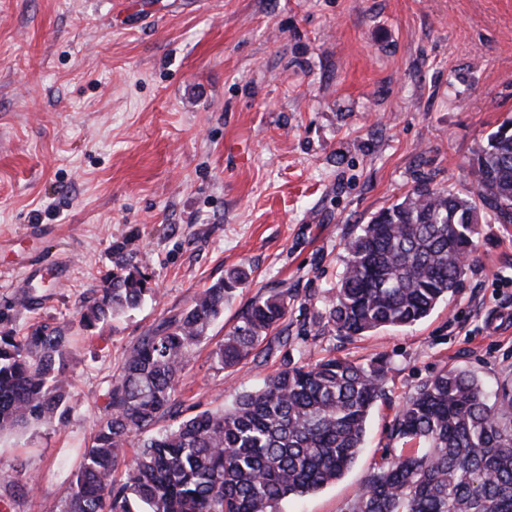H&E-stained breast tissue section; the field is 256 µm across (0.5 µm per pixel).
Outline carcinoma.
<instances>
[{
  "mask_svg": "<svg viewBox=\"0 0 512 512\" xmlns=\"http://www.w3.org/2000/svg\"><path fill=\"white\" fill-rule=\"evenodd\" d=\"M475 197L421 179L346 243L344 270L318 333L353 338L426 318L460 287L485 214L512 224V121L475 154ZM248 279L235 268L186 312L163 320L127 352L106 392L104 415L80 453L61 512H279L289 496L318 490L355 462L368 417L383 396L387 362L336 356L287 366L220 410L174 417L176 388L194 346ZM79 326L139 307L155 293L121 265L94 289ZM288 314V290L273 289L241 311L213 350L224 369L256 355ZM69 336L0 328V434L63 425ZM171 424L151 433L162 420ZM142 436L136 457L127 441ZM392 435L412 448L387 453L348 512H512V395L489 403L474 375L446 369L408 395ZM127 467L126 481L114 473Z\"/></svg>",
  "mask_w": 512,
  "mask_h": 512,
  "instance_id": "cac0c4a2",
  "label": "carcinoma"
}]
</instances>
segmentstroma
Segmentation results:
<instances>
[{
  "label": "stroma",
  "mask_w": 512,
  "mask_h": 512,
  "mask_svg": "<svg viewBox=\"0 0 512 512\" xmlns=\"http://www.w3.org/2000/svg\"><path fill=\"white\" fill-rule=\"evenodd\" d=\"M509 120L512 0H0V320L67 329L73 407L0 437L5 512H60L127 350L234 268L249 279L179 379L180 418L288 363L388 362L356 462L280 512H346L439 371L512 393V224H478L461 287L426 319L316 333L351 235L423 177L474 196L470 163ZM120 264L155 295L80 328ZM271 288L292 297L287 345L220 369L213 349Z\"/></svg>",
  "instance_id": "stroma-1"
}]
</instances>
